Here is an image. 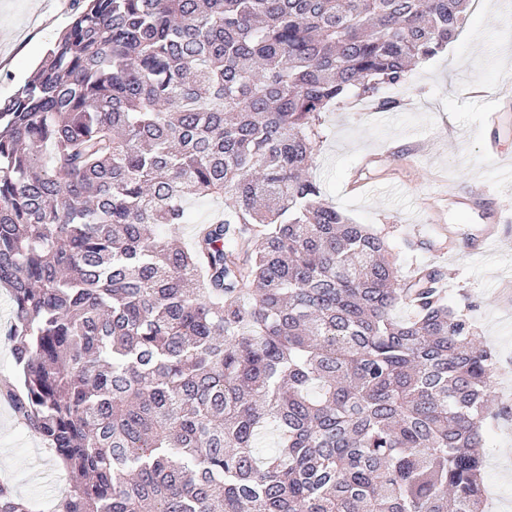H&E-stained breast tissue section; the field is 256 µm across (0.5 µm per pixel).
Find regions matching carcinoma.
<instances>
[{"label":"carcinoma","mask_w":512,"mask_h":512,"mask_svg":"<svg viewBox=\"0 0 512 512\" xmlns=\"http://www.w3.org/2000/svg\"><path fill=\"white\" fill-rule=\"evenodd\" d=\"M468 2L74 0L0 100L6 395L56 512H480L495 356L308 176L327 107H396ZM218 209H224V200H200L189 205V211L192 216L191 224H185L182 229V242L189 245L193 225L205 222L211 214ZM13 316V304L9 294L0 291V388L4 382H13L16 376L15 362L12 354V343L5 336V330Z\"/></svg>","instance_id":"carcinoma-1"}]
</instances>
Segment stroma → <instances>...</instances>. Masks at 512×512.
I'll list each match as a JSON object with an SVG mask.
<instances>
[{"mask_svg": "<svg viewBox=\"0 0 512 512\" xmlns=\"http://www.w3.org/2000/svg\"><path fill=\"white\" fill-rule=\"evenodd\" d=\"M482 2L445 49L392 89L400 107L352 99L326 113L312 175L354 223L383 230L401 276L436 269L449 307L495 353L493 404L504 414L483 432L484 512H512V181L498 167L499 154L512 157V111H494L498 95H512L497 51L512 44V0ZM71 18L72 0H0V99L19 89ZM475 32L486 35L483 49ZM450 187L464 198L495 193V215L448 204ZM493 222L499 242L480 247ZM3 479L41 512H53L68 485L54 453L0 400Z\"/></svg>", "mask_w": 512, "mask_h": 512, "instance_id": "35a3bbf8", "label": "stroma"}]
</instances>
